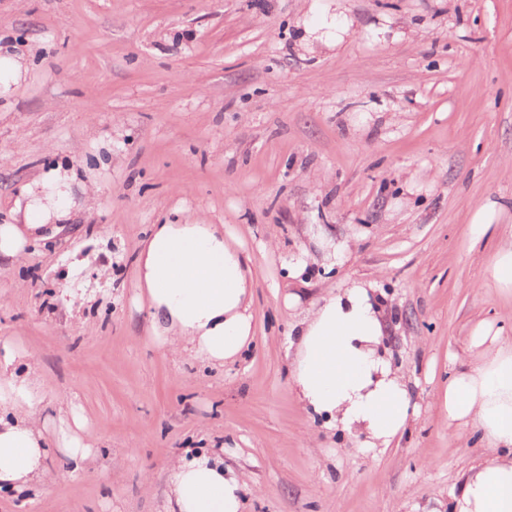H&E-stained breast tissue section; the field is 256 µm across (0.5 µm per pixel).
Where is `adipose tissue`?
<instances>
[{
  "instance_id": "adipose-tissue-1",
  "label": "adipose tissue",
  "mask_w": 512,
  "mask_h": 512,
  "mask_svg": "<svg viewBox=\"0 0 512 512\" xmlns=\"http://www.w3.org/2000/svg\"><path fill=\"white\" fill-rule=\"evenodd\" d=\"M74 178L56 168L26 187V224L0 225V259L17 267L29 247L62 230ZM156 340L172 354L211 368L236 361L252 337L254 280L249 259L220 224H155L135 258ZM386 305L374 283L355 281L323 295L295 325L291 389L327 429L365 448H385L409 421L404 376L380 345ZM503 328L478 323L469 355L438 398L449 422L479 430L484 455L450 495L448 512H512V343ZM36 364L0 342V491H39L53 454L81 467L95 438L76 408L46 404ZM242 483L218 452L178 458L165 512H241Z\"/></svg>"
}]
</instances>
